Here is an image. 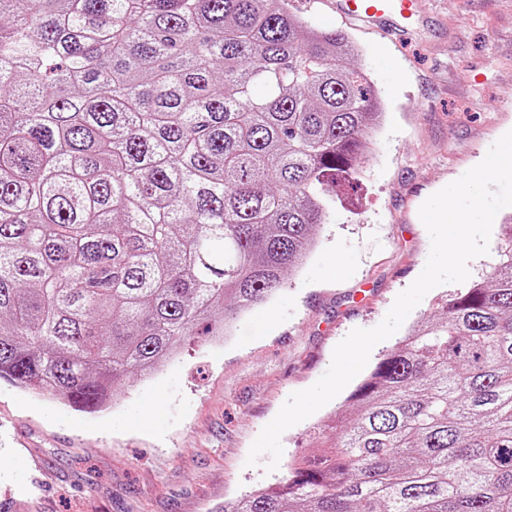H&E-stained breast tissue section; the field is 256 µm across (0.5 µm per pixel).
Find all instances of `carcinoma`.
<instances>
[{
  "label": "carcinoma",
  "instance_id": "cac0c4a2",
  "mask_svg": "<svg viewBox=\"0 0 512 512\" xmlns=\"http://www.w3.org/2000/svg\"><path fill=\"white\" fill-rule=\"evenodd\" d=\"M357 53L288 0H0V379L108 409L197 325L231 336L368 161ZM350 400L224 512H512V215Z\"/></svg>",
  "mask_w": 512,
  "mask_h": 512
}]
</instances>
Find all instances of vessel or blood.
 <instances>
[{
  "instance_id": "1",
  "label": "vessel or blood",
  "mask_w": 512,
  "mask_h": 512,
  "mask_svg": "<svg viewBox=\"0 0 512 512\" xmlns=\"http://www.w3.org/2000/svg\"><path fill=\"white\" fill-rule=\"evenodd\" d=\"M415 0H330L341 19H358L376 30L402 31L412 24Z\"/></svg>"
}]
</instances>
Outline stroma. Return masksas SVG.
Masks as SVG:
<instances>
[{
  "label": "stroma",
  "instance_id": "stroma-1",
  "mask_svg": "<svg viewBox=\"0 0 512 512\" xmlns=\"http://www.w3.org/2000/svg\"><path fill=\"white\" fill-rule=\"evenodd\" d=\"M417 3L414 29L384 33L291 0L359 46L354 65L384 103L351 203L334 208L317 248L230 339L196 340L154 378L127 379L115 408L82 411L0 380V512H215L319 455V438L354 411L346 393L283 434L275 471L246 463L335 346L380 324L421 273L422 203L512 130V0Z\"/></svg>",
  "mask_w": 512,
  "mask_h": 512
}]
</instances>
